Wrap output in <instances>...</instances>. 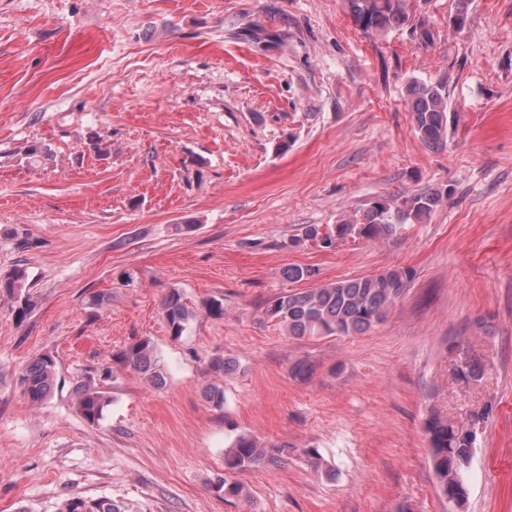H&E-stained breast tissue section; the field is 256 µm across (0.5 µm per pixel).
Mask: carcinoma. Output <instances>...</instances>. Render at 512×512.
I'll use <instances>...</instances> for the list:
<instances>
[{
    "instance_id": "obj_1",
    "label": "carcinoma",
    "mask_w": 512,
    "mask_h": 512,
    "mask_svg": "<svg viewBox=\"0 0 512 512\" xmlns=\"http://www.w3.org/2000/svg\"><path fill=\"white\" fill-rule=\"evenodd\" d=\"M347 3L355 23L368 34H384L408 27L421 43H429V29L421 20L412 21L406 0H347ZM407 104L419 139L431 147L443 146L452 119L448 112V94L443 87L413 81L408 87ZM446 197L447 192L430 188L413 190L399 197L382 196L363 211L332 226L324 228L308 224L302 227L299 240L328 249L347 237L389 239L404 224L427 223ZM284 275L288 282L297 283L315 279L318 272L312 267L290 266ZM410 278L408 270L386 269L369 276L284 292L266 303L265 316L288 335L298 338L363 334L386 319ZM27 280L28 275L22 267L0 273V296L11 301V311L19 323L33 309L30 294L26 291ZM162 309L171 336L175 339L183 336L194 313L183 302L181 293L170 290L162 302ZM118 362L144 376L155 387L166 383L164 365L149 338L128 344ZM484 375L485 369L478 361L454 371L455 378L467 384L482 381ZM55 377V357L45 353L22 369L19 381L29 400L38 404L52 393ZM110 403L111 398L94 379L78 384L74 406L86 422L99 423ZM488 415L489 412L481 407L468 410L458 420L434 413L426 421L425 431L438 490L447 501L458 506L466 498L467 473L477 443V435L469 425L485 420ZM286 460L283 451L271 452L257 438L243 434L225 451L224 472L234 474L260 465L282 467ZM213 488L226 500L246 496L244 485L225 476L214 481ZM62 512H120V509L107 501L76 496L67 500Z\"/></svg>"
}]
</instances>
